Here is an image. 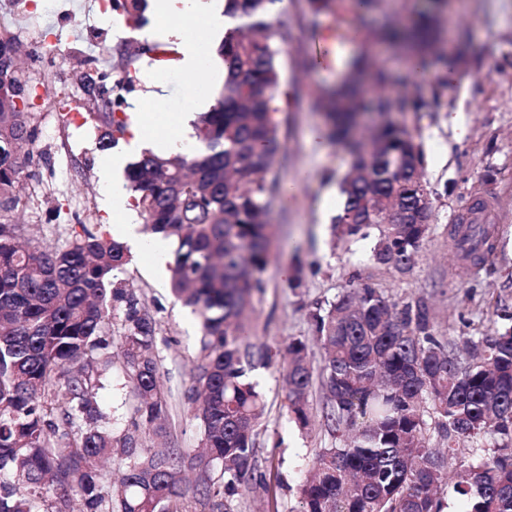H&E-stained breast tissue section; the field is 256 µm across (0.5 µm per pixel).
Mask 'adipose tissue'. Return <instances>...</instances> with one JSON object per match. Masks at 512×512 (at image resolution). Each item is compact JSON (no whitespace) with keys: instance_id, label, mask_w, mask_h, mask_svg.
Masks as SVG:
<instances>
[{"instance_id":"1","label":"adipose tissue","mask_w":512,"mask_h":512,"mask_svg":"<svg viewBox=\"0 0 512 512\" xmlns=\"http://www.w3.org/2000/svg\"><path fill=\"white\" fill-rule=\"evenodd\" d=\"M225 0H151V7L158 21L157 27L148 30L150 40L175 46L176 68L193 81L199 82L212 77L223 79L225 65L218 55V49L227 29L224 15ZM152 107L163 114L161 127L150 123V116L144 111L143 103L130 108V134L123 149L103 156L100 162V181L110 190L112 211L119 214L114 223L112 236L115 240L129 244L138 252L152 251L155 269H162L168 261L166 251L160 246H148L136 227L125 221L124 216L131 210L129 196L118 183L116 174L122 170L130 154L151 149L157 154H171L182 150L192 132L195 112L210 110L216 104L214 97L191 95L190 109L186 112H165L166 85L161 78L150 80Z\"/></svg>"}]
</instances>
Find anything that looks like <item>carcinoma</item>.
Returning <instances> with one entry per match:
<instances>
[{
    "label": "carcinoma",
    "mask_w": 512,
    "mask_h": 512,
    "mask_svg": "<svg viewBox=\"0 0 512 512\" xmlns=\"http://www.w3.org/2000/svg\"><path fill=\"white\" fill-rule=\"evenodd\" d=\"M274 0H227L234 20L224 38L226 72L218 106L194 125L190 155L144 153L129 165L125 188L145 233L174 245L171 288L202 323V360L193 375L194 416L203 438L199 462L221 465L225 484L211 477L190 487L178 471L174 448H144L139 437L119 438L104 427L98 400L112 365L111 310L123 311L120 349L137 398L134 426L163 429L165 393L159 382L156 323L139 296L116 280L129 262L121 245L97 224L76 219L61 250L18 244L15 213L25 172L39 139L29 103L35 86L22 72L0 80V512H181L189 497L215 499L222 488L257 485L254 427L264 410L247 370L253 355L243 345L240 318L260 287L254 273L267 261V215L273 185L265 181L279 147L273 107L280 83V47L269 19ZM106 7L140 28L146 0H109ZM431 12L384 40L411 51L438 41ZM148 45L112 49L107 97L87 95L97 112L99 145H118L129 133L126 98L134 90ZM390 75L369 55L355 58L351 77L328 92L330 137L353 159L340 184L343 209L332 218L342 235L379 233L374 260L405 270L420 251L426 224H383L378 213L408 211L424 183L423 155L412 132L390 120L370 140L352 136L356 109L423 112L448 87L443 70L431 99L367 94ZM484 199L467 207L454 235L473 263L493 251V235L478 223ZM325 357L324 418L345 444L316 455L313 474L300 485L301 512H444L447 469L460 468L453 494L458 512H512V328L458 344L436 333L429 300L399 302L353 279L335 301L310 313ZM314 375L306 344L288 345L284 377L288 410L308 424ZM429 418H424V414ZM436 433L444 452L429 448ZM488 436L492 448L459 459L460 439ZM116 455L124 469L114 482L98 464Z\"/></svg>",
    "instance_id": "1"
}]
</instances>
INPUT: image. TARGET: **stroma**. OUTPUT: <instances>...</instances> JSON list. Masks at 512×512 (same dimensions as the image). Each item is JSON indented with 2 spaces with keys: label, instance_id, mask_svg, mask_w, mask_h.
<instances>
[{
  "label": "stroma",
  "instance_id": "35a3bbf8",
  "mask_svg": "<svg viewBox=\"0 0 512 512\" xmlns=\"http://www.w3.org/2000/svg\"><path fill=\"white\" fill-rule=\"evenodd\" d=\"M284 2L271 17L282 39L280 147L265 175L277 184L269 210L271 245L266 265L256 274L260 289L242 320L245 345L254 354L271 357L251 372L265 401L255 424L256 469L264 483L250 492H225L231 512H299L298 487L317 453L342 446L343 436L331 432L322 418L326 392L320 379H313L308 395V426L294 422L281 365L288 344L300 340L307 345L313 368H320L323 351L313 335L310 313L335 301L351 277L369 281L392 300L427 297L435 309L438 335L451 340L501 330L507 324L502 308L512 309V0H455V12L447 21L446 52L454 79L443 103L445 109L462 114L468 125L466 139H455L442 111L395 115L422 150L434 208L419 255L406 273L374 261L375 237L345 238L331 223L343 202L339 182L351 158L337 145L325 155L315 154L307 131L321 119L318 89L334 85L343 73L336 66L319 69L313 64L316 38L335 33L337 16L312 15L306 0ZM425 6L426 0H383L379 9L355 24L360 31L377 32L390 23L407 22ZM4 14L21 42H28L29 29L38 27L62 53L96 59L104 71L112 68L117 43L140 36L103 11L99 0H0V16ZM377 63L394 75L391 94L430 96L434 74L409 75L399 44L381 45ZM28 74L40 82L43 103L36 109L38 157L25 180L31 198L21 212L20 239L57 249L67 244L75 215L95 214L109 228L112 208L100 185L93 106L72 79L69 64L32 68ZM64 110L73 114L66 126L59 121ZM475 193L489 200L495 228V248L479 269L457 260L451 237L457 215ZM298 267L303 282L294 288L282 271ZM120 278L137 291L156 322L159 376L168 407L166 432L155 444L179 449L182 474L198 479L196 456L203 430L193 416L191 387L200 362L199 319L171 293L169 272H155L148 254L131 255ZM99 403L115 436L134 431L135 398L120 352L112 354V371L99 392Z\"/></svg>",
  "mask_w": 512,
  "mask_h": 512
}]
</instances>
